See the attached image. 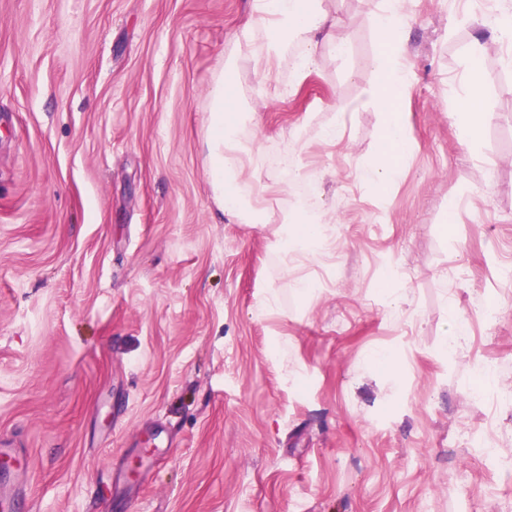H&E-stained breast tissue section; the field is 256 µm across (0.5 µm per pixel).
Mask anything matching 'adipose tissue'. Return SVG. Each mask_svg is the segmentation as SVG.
<instances>
[{
  "instance_id": "1",
  "label": "adipose tissue",
  "mask_w": 512,
  "mask_h": 512,
  "mask_svg": "<svg viewBox=\"0 0 512 512\" xmlns=\"http://www.w3.org/2000/svg\"><path fill=\"white\" fill-rule=\"evenodd\" d=\"M410 0H382L374 17L379 35L373 58L374 79L365 90L368 102L383 114L384 134L373 159L357 170L359 182L383 189L393 184L401 171L399 161L411 149L406 136L404 115L395 101L408 87L406 61L410 52L403 18ZM253 22L236 37L235 49L225 55L219 76L208 93L210 116L205 134L204 167L211 182L220 214L230 215L242 224H265L270 219L267 195L271 187L263 182L262 150L253 133L256 106L237 95L233 78L243 63L261 69L264 80H271L289 42L304 48L294 56L293 84H301L316 63L319 47L332 43L337 54H345L349 39L331 37L322 0H251ZM481 55L472 51L467 69L466 90L457 114L460 139L473 144L480 130L491 119L480 86ZM304 177L301 169L288 172L287 184L278 185L287 193L291 184ZM335 226L324 214L300 205L282 211L272 244L281 259L284 274L293 273L296 264L317 263L329 253Z\"/></svg>"
}]
</instances>
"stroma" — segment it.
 <instances>
[{
	"mask_svg": "<svg viewBox=\"0 0 512 512\" xmlns=\"http://www.w3.org/2000/svg\"><path fill=\"white\" fill-rule=\"evenodd\" d=\"M250 4L0 0V446L28 472L13 512H507L512 472L491 459L512 454V47L476 24L485 0L409 6L413 149L381 191L354 178L383 134L364 97L379 0H323L349 52L321 46L291 94L275 90L301 46L275 80L241 66L265 174L304 173L275 210L336 222L331 256L287 277L277 221L220 219L203 165L207 92ZM476 43L493 116L468 147ZM337 117L343 138L321 142Z\"/></svg>",
	"mask_w": 512,
	"mask_h": 512,
	"instance_id": "1",
	"label": "stroma"
}]
</instances>
